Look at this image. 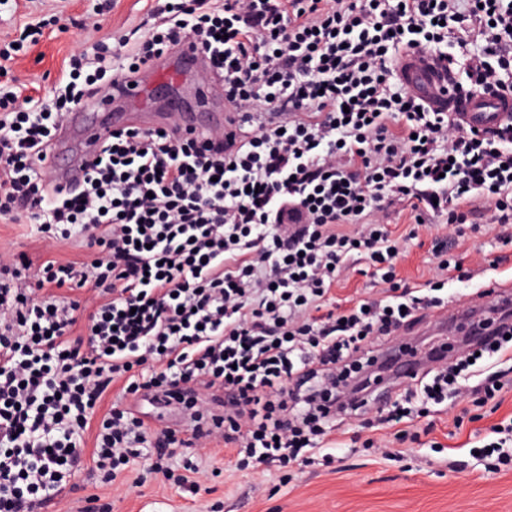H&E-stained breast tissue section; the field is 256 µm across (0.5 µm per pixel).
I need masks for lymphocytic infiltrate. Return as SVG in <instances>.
<instances>
[{"label": "lymphocytic infiltrate", "mask_w": 512, "mask_h": 512, "mask_svg": "<svg viewBox=\"0 0 512 512\" xmlns=\"http://www.w3.org/2000/svg\"><path fill=\"white\" fill-rule=\"evenodd\" d=\"M152 14L138 39L71 53L52 97L0 95V222L28 219L42 243L35 259L0 255V512H43L66 477L115 475L147 444L154 463L217 436L249 466L305 462L345 417L373 405L372 427L416 428L484 360L512 361L505 310L461 337L455 363L375 403L373 345L443 308L461 269L439 244L437 275L400 285L380 214L431 207L460 233L480 202L512 238V126L485 135L422 108L393 86L395 62L431 52L463 65L462 89L512 93V0H164ZM186 39L233 130L130 127L82 190L54 186L66 112ZM70 240L89 259L59 260ZM355 255L388 289L342 306ZM116 385L126 405L104 407ZM142 401L185 419L149 432Z\"/></svg>", "instance_id": "f902f5d3"}]
</instances>
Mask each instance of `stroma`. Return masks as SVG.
I'll list each match as a JSON object with an SVG mask.
<instances>
[{
	"label": "stroma",
	"mask_w": 512,
	"mask_h": 512,
	"mask_svg": "<svg viewBox=\"0 0 512 512\" xmlns=\"http://www.w3.org/2000/svg\"><path fill=\"white\" fill-rule=\"evenodd\" d=\"M152 0H0V51L14 53L12 84L21 96L45 94L66 67L72 49L112 41L145 25ZM102 14L99 30L88 22ZM43 23L42 35L22 38L25 24ZM426 231L404 243L398 264L403 283L420 287L435 270L433 245L445 237L444 218L430 211L415 215L409 204L389 209L386 220L401 234L415 218ZM456 238L452 252L468 277L448 284L452 306H483L484 287L512 281V242L489 229ZM512 419V388L500 402L481 405L470 397L447 398L422 418L417 442H400L396 430L384 436L385 450L362 447L371 435L362 421L343 422L359 443L335 448L326 467L309 462L284 473L276 465L238 468L232 454L216 448L208 455L177 454L170 459L173 479H164L143 459L130 462L112 482L84 469L76 489L64 490L47 512H84L99 499L112 512H512V466L492 469L481 453L493 441L494 424ZM201 470L202 491L175 483L186 461Z\"/></svg>",
	"instance_id": "1"
}]
</instances>
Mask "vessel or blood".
<instances>
[{"mask_svg": "<svg viewBox=\"0 0 512 512\" xmlns=\"http://www.w3.org/2000/svg\"><path fill=\"white\" fill-rule=\"evenodd\" d=\"M201 67V53L195 42L185 40L173 63L157 65L131 80L122 79L111 97L78 105L68 112L62 124L64 133L53 143L49 156L54 180L63 186L80 181L85 163L95 158L100 145L113 132L126 127L148 130L175 125L185 133L227 128L229 113L210 109L211 99L221 92L219 82L213 80L198 83L197 111L149 110L153 83L174 84L198 74ZM395 70L407 91L430 110L447 113L456 125L479 132L512 125V94L466 92L459 87L453 69L438 56L409 52L398 59ZM469 314L466 308L449 309L447 316L432 321L431 329L435 335H447Z\"/></svg>", "mask_w": 512, "mask_h": 512, "instance_id": "vessel-or-blood-1", "label": "vessel or blood"}]
</instances>
